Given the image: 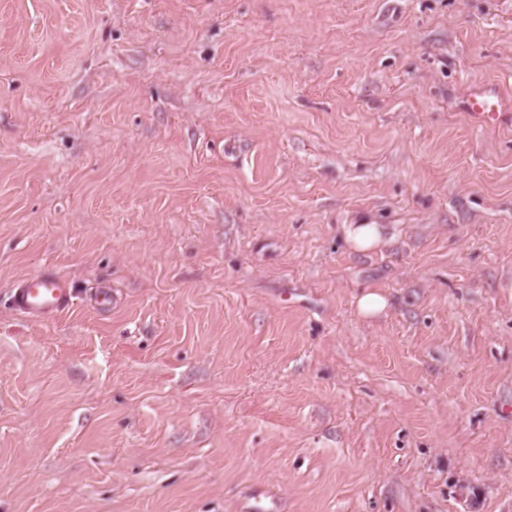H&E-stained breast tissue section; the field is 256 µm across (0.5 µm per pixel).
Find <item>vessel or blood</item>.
I'll return each instance as SVG.
<instances>
[{
  "instance_id": "b4317fda",
  "label": "vessel or blood",
  "mask_w": 512,
  "mask_h": 512,
  "mask_svg": "<svg viewBox=\"0 0 512 512\" xmlns=\"http://www.w3.org/2000/svg\"><path fill=\"white\" fill-rule=\"evenodd\" d=\"M470 117L493 130L511 118L504 112L500 96L491 90L473 94L467 101ZM76 294L68 278L53 267L18 280L11 290L12 307L34 321H50L70 307Z\"/></svg>"
}]
</instances>
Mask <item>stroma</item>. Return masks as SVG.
Wrapping results in <instances>:
<instances>
[{
  "label": "stroma",
  "instance_id": "35a3bbf8",
  "mask_svg": "<svg viewBox=\"0 0 512 512\" xmlns=\"http://www.w3.org/2000/svg\"><path fill=\"white\" fill-rule=\"evenodd\" d=\"M478 86L512 99V0H0V512H512ZM381 224H375L367 215L358 216L351 224L340 225V232L355 253H368L384 242ZM76 298L68 278L55 267L18 280L11 290L12 307L34 321H51ZM387 306V299L375 291L364 293L358 301V311L365 317L378 316L386 310Z\"/></svg>",
  "mask_w": 512,
  "mask_h": 512
}]
</instances>
